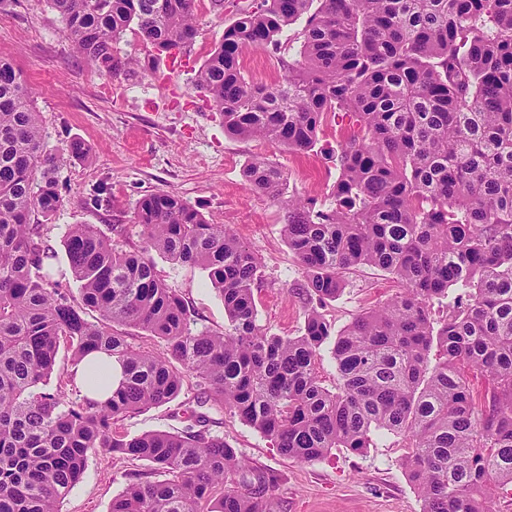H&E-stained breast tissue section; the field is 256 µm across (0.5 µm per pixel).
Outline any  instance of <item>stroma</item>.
I'll return each mask as SVG.
<instances>
[{"mask_svg":"<svg viewBox=\"0 0 512 512\" xmlns=\"http://www.w3.org/2000/svg\"><path fill=\"white\" fill-rule=\"evenodd\" d=\"M250 5L251 0H224L223 10L217 11L211 0H196L201 33L182 66L165 59L157 73L130 79L100 75L83 62L61 18L45 0H10L0 8V56L13 62L31 88L47 150L56 152L77 140L89 152L85 158H66L60 173L64 203L51 219L53 273L66 293H78L61 243L69 225L93 224L105 231L119 224L127 229L126 247L140 248L143 239L133 222L137 200L169 191L199 208L212 223L224 225L257 254L264 271L263 282L254 290L258 325L280 336L300 335L305 278L282 232L288 198L330 203L337 171L326 153L348 130L337 119L326 118L317 146L307 153L225 133L221 116L195 89L194 80L222 41L225 27ZM256 158L284 171L285 197H269L246 183L243 169ZM97 193L103 196L101 205H89ZM154 261L158 275L194 311L199 327L223 330L224 302L206 272L171 264L159 255ZM401 288L391 275L365 267L347 278L341 294L323 313L340 330ZM197 393L196 376L186 375L176 400L119 421L115 429L130 435L180 431ZM213 430L253 465L278 476L273 495L281 512L423 510V501L406 476L408 450L397 436L376 435L361 453L336 448L324 459L301 462L280 455L260 433L230 414L220 415ZM143 468L142 461L104 450L90 454L81 479L61 503V512H109L113 498Z\"/></svg>","mask_w":512,"mask_h":512,"instance_id":"obj_1","label":"stroma"}]
</instances>
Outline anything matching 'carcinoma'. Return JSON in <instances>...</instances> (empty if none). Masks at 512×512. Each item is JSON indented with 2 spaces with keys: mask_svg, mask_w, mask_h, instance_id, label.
I'll list each match as a JSON object with an SVG mask.
<instances>
[{
  "mask_svg": "<svg viewBox=\"0 0 512 512\" xmlns=\"http://www.w3.org/2000/svg\"><path fill=\"white\" fill-rule=\"evenodd\" d=\"M45 2L80 59L112 78L184 57L200 31L195 0ZM313 2L260 0L239 13L196 76L231 135L307 152L327 115L348 123L333 204L288 200L283 232L306 290L294 337L257 325L258 256L174 192L136 202L139 249H125L115 225L111 236L69 226L79 298L61 291L50 226L31 216L61 207L63 154L46 149L31 91L0 57V512H60L97 449L147 464L109 512H197L202 502L209 512H278V477L210 431L208 412L226 409L297 461L361 452L376 431L402 437L423 512H496L498 490L512 486V0H320L314 11ZM302 17L292 54L280 37ZM132 25L149 48L142 58L116 47ZM251 48L278 55L282 83L246 81L240 58ZM243 176L284 194L282 170L263 159ZM154 252L207 272L224 331L197 328ZM361 266L404 288L338 330L320 309ZM443 299L437 317L431 306ZM121 327L160 338L163 352L134 348ZM63 343L75 366L92 352L121 365L108 401L49 388ZM326 346L334 392L315 372ZM185 371L203 387L183 434L113 430L176 399ZM471 373L491 380L478 402Z\"/></svg>",
  "mask_w": 512,
  "mask_h": 512,
  "instance_id": "cac0c4a2",
  "label": "carcinoma"
}]
</instances>
